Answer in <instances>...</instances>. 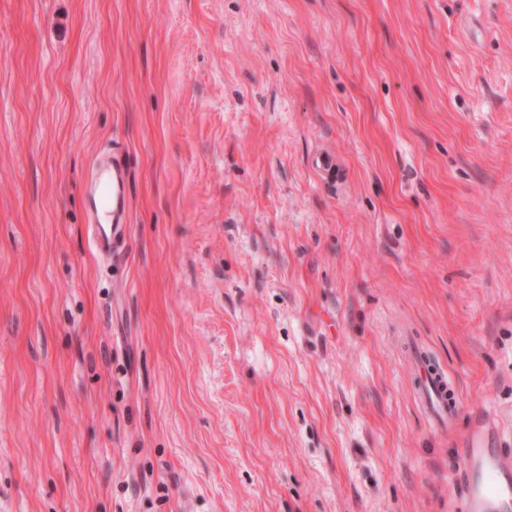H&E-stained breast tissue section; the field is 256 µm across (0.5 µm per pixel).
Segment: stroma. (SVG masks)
I'll return each instance as SVG.
<instances>
[{"label":"stroma","mask_w":512,"mask_h":512,"mask_svg":"<svg viewBox=\"0 0 512 512\" xmlns=\"http://www.w3.org/2000/svg\"><path fill=\"white\" fill-rule=\"evenodd\" d=\"M480 416L512 439V0H0V512H459ZM93 203L88 233L93 250L101 257L124 254L128 250L129 185L121 152H111L94 163L89 185ZM109 226L106 231L103 226ZM423 372L419 384V401L423 410L440 427H449L457 413V405L453 402L452 385L445 373L435 368H426L423 362L416 356Z\"/></svg>","instance_id":"obj_1"}]
</instances>
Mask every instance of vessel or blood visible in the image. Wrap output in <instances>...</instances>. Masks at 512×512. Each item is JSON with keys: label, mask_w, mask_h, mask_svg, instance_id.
<instances>
[{"label": "vessel or blood", "mask_w": 512, "mask_h": 512, "mask_svg": "<svg viewBox=\"0 0 512 512\" xmlns=\"http://www.w3.org/2000/svg\"><path fill=\"white\" fill-rule=\"evenodd\" d=\"M93 203L88 233L100 256L120 255L128 249L129 185L123 155L111 151L94 163L89 185ZM445 373L425 369L419 384L423 410L440 427L452 424L457 405ZM498 429L487 418L472 424L464 441L456 489L461 512H504L512 503V452L493 447Z\"/></svg>", "instance_id": "vessel-or-blood-1"}]
</instances>
